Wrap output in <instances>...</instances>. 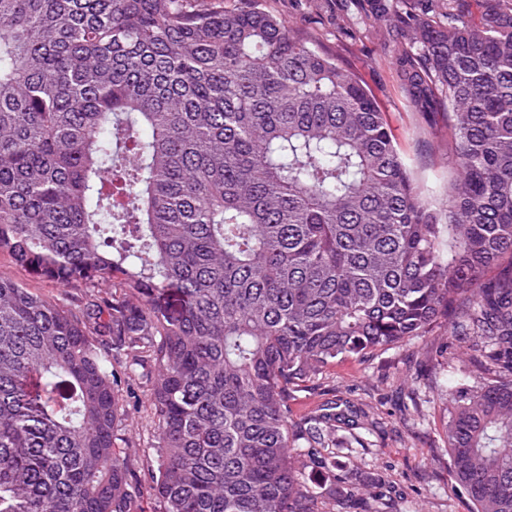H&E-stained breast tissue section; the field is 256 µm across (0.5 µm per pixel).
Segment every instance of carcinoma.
<instances>
[{
	"label": "carcinoma",
	"instance_id": "cac0c4a2",
	"mask_svg": "<svg viewBox=\"0 0 512 512\" xmlns=\"http://www.w3.org/2000/svg\"><path fill=\"white\" fill-rule=\"evenodd\" d=\"M358 8L408 40L414 111L448 106L424 198L340 53L224 0H0V512H140L118 370L150 384L155 512H317L336 425L294 392L444 327L486 383L446 386L473 512H512V0L479 23ZM346 512L363 487L333 474ZM0 271L11 275L25 284L32 292L49 297L60 298L63 291L46 281L34 278L18 266H15L7 254H0ZM332 473H328L325 470L317 469V468H308L305 473V480L309 485H312V487H316V492H320L318 494L317 499L315 500V510L319 512H340L343 511L342 504L339 502V500L336 498L335 500L324 493H321L322 491L318 489L319 486H324L328 484L329 480L332 479Z\"/></svg>",
	"mask_w": 512,
	"mask_h": 512
}]
</instances>
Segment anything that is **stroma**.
<instances>
[{"mask_svg":"<svg viewBox=\"0 0 512 512\" xmlns=\"http://www.w3.org/2000/svg\"><path fill=\"white\" fill-rule=\"evenodd\" d=\"M262 8L315 34L319 44L336 47L372 91L416 182L426 197L441 201L454 175L451 158L439 145L448 136L445 108L421 115L408 106L391 61L404 40H386L361 16L355 0H259ZM423 336L378 351L368 359H346L327 366L292 403L297 419L326 401L364 408L370 429L344 426L332 436L336 459L358 483L375 477L386 484L369 497L370 512H472L473 503L457 490L448 456L449 420L444 386L458 377L462 363L476 353L473 337L452 340L448 359L432 364L440 344ZM128 434L136 443L139 467L155 460L153 424L146 383H121Z\"/></svg>","mask_w":512,"mask_h":512,"instance_id":"obj_1","label":"stroma"}]
</instances>
